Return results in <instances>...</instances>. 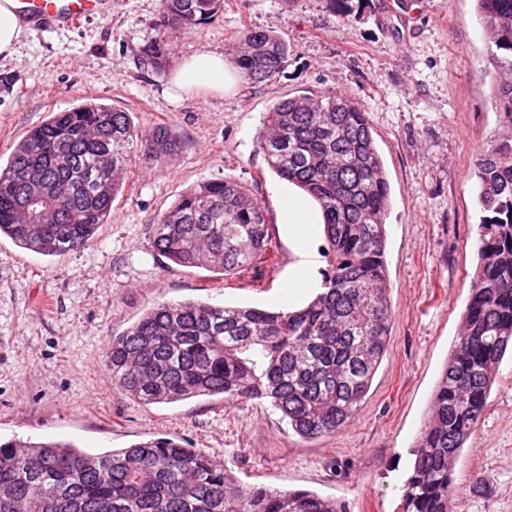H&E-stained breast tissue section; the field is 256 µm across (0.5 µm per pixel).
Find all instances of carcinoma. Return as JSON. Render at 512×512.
<instances>
[{
    "instance_id": "1",
    "label": "carcinoma",
    "mask_w": 512,
    "mask_h": 512,
    "mask_svg": "<svg viewBox=\"0 0 512 512\" xmlns=\"http://www.w3.org/2000/svg\"><path fill=\"white\" fill-rule=\"evenodd\" d=\"M498 75L500 122L474 159L484 213L479 267L454 349L418 432L403 512H453L454 468L488 407L496 369L512 352V0H477ZM224 0H162L160 35L144 62L165 69L166 37L213 18ZM288 46L248 30L231 59L253 83L273 80ZM257 151L279 178L317 202L323 220L320 292L299 309L202 302L150 307L105 348L112 380L139 404L199 396L266 400L301 437L345 428L363 405L389 342L385 249L390 186L367 110L341 92L306 91L267 112ZM179 143L165 127L141 134L130 113L81 103L53 112L0 166V236L43 256L88 245L112 218L141 150L156 160ZM172 262L222 276L268 250L265 209L243 184H195L153 225ZM0 512H346L305 489L241 486L210 456L170 438L91 453L69 445L0 443Z\"/></svg>"
}]
</instances>
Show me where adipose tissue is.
Masks as SVG:
<instances>
[{
	"instance_id": "ef3b65f1",
	"label": "adipose tissue",
	"mask_w": 512,
	"mask_h": 512,
	"mask_svg": "<svg viewBox=\"0 0 512 512\" xmlns=\"http://www.w3.org/2000/svg\"><path fill=\"white\" fill-rule=\"evenodd\" d=\"M239 78L222 53L201 51L183 59L173 70L172 85L179 94L195 90L221 93L232 89Z\"/></svg>"
}]
</instances>
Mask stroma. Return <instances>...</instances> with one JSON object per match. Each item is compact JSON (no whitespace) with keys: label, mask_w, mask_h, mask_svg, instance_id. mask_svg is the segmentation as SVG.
<instances>
[{"label":"stroma","mask_w":512,"mask_h":512,"mask_svg":"<svg viewBox=\"0 0 512 512\" xmlns=\"http://www.w3.org/2000/svg\"><path fill=\"white\" fill-rule=\"evenodd\" d=\"M224 0L209 24L171 37L168 71L144 65L160 0H112L108 16L34 27L0 91V163L52 112L94 101L131 113L143 134L167 127L179 151L137 155L112 220L88 246L44 257L0 239V440L71 442L103 452L157 437L211 456L242 485L305 489L346 512H402L401 487L431 394L455 345L478 265L483 213L473 161L499 124L496 76L475 0ZM275 31L288 59L272 81L173 99L170 70L229 53L243 29ZM361 102L391 186L385 264L393 311L388 351L365 402L341 432L296 434L269 403L196 397L143 406L106 370L104 351L154 303L297 308L310 287L288 281L299 257L283 217L287 193L256 148L266 112L300 91ZM243 183L265 208L269 246L255 267L222 277L159 256L151 226L187 188ZM456 512H512V357L455 467Z\"/></svg>","instance_id":"1"}]
</instances>
